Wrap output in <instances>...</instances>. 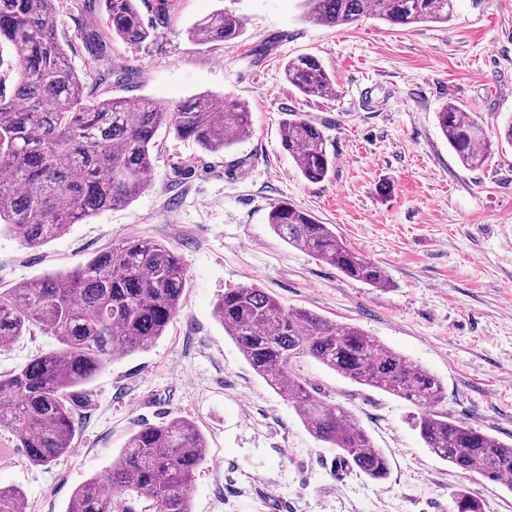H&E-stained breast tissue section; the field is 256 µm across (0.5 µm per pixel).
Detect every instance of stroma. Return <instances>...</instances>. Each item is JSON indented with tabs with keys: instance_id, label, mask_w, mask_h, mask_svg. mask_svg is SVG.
<instances>
[{
	"instance_id": "35a3bbf8",
	"label": "stroma",
	"mask_w": 512,
	"mask_h": 512,
	"mask_svg": "<svg viewBox=\"0 0 512 512\" xmlns=\"http://www.w3.org/2000/svg\"><path fill=\"white\" fill-rule=\"evenodd\" d=\"M156 6L138 0L151 37L136 48L107 42L99 66L72 0H57L53 28L100 97L172 106L201 93L231 96L249 104L253 132L221 155L158 132L153 183L129 206L71 225L37 249L0 234V291L67 272L125 237L168 244L186 278L165 336L115 356L85 385L90 405L65 457L31 465L0 428V485L22 490L28 512H66L73 491L107 474L139 425L184 417L208 442L190 488L192 512H448L460 487L487 512H512V493L425 448L408 423L409 402L305 360L316 396L352 412L390 458L386 481L356 476L253 371L214 313L225 289L253 284L285 307L359 326L438 377L455 419L512 443V147L463 168L435 120L455 99L494 140L512 116V0H457L450 22L409 29L372 18L315 25L303 0H173L167 21ZM222 7L242 16L239 39L200 45L187 36ZM301 54L335 76L334 98H308L288 84L284 65ZM103 65L137 76L103 85ZM289 112L327 139L336 164L322 182L303 179L280 145ZM281 200L330 225L387 272L391 287L351 280L282 241L268 222ZM54 345L36 330L0 346V374Z\"/></svg>"
}]
</instances>
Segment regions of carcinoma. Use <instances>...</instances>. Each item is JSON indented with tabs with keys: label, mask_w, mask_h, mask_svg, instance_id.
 <instances>
[{
	"label": "carcinoma",
	"mask_w": 512,
	"mask_h": 512,
	"mask_svg": "<svg viewBox=\"0 0 512 512\" xmlns=\"http://www.w3.org/2000/svg\"><path fill=\"white\" fill-rule=\"evenodd\" d=\"M105 16L88 26L91 59L102 60L103 33L128 46L149 39L137 0H104ZM307 18L340 27L375 17L393 27L444 24L456 0H305ZM56 0H0V75H18L14 92L0 94V227L39 248L100 211L129 205L152 181V149L159 128L200 150L220 154L253 131L245 102L202 95L171 107L150 100L98 99L84 92L56 38ZM242 17L220 8L194 22L199 44L242 35ZM288 83L306 97L330 98L335 78L309 54L284 65ZM437 125L462 167L479 168L492 155L478 117L453 99L436 112ZM282 148L309 182L326 179L335 160L323 132L299 115L283 120ZM268 223L288 245L313 253L344 276L387 288L386 272L351 250L327 224L286 201L271 206ZM185 274L179 256L154 240L112 244L64 275L0 292V345L34 328L57 345L0 375V427L9 429L34 466L68 453L81 411V387L117 354L150 348L182 309ZM215 316L252 369L294 402L308 432L337 452L339 461L372 482L391 472L385 452L346 409L313 394L299 365L310 358L362 386L398 396L417 410L412 427L429 450L454 468L512 493V444L454 420L442 409L444 387L429 371L352 325H337L289 309L265 289L224 290ZM207 440L195 423L175 417L144 423L128 438L105 479L72 494L67 512H192L188 489L207 460ZM0 512H27L24 494L0 487ZM449 512H485L466 489L450 494Z\"/></svg>",
	"instance_id": "cac0c4a2"
}]
</instances>
